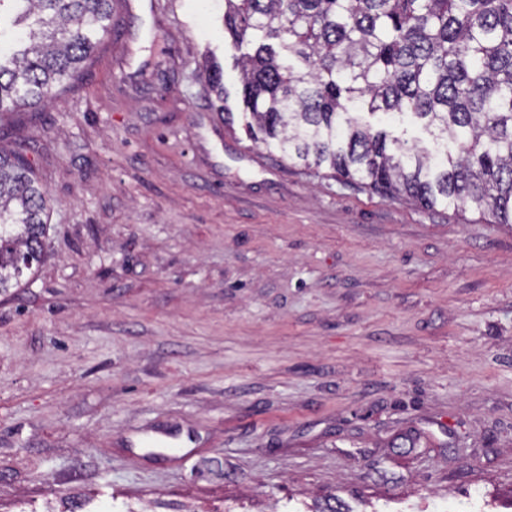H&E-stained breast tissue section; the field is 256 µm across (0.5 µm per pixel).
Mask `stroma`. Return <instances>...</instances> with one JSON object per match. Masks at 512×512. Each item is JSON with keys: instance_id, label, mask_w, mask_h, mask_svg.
I'll return each instance as SVG.
<instances>
[{"instance_id": "obj_1", "label": "stroma", "mask_w": 512, "mask_h": 512, "mask_svg": "<svg viewBox=\"0 0 512 512\" xmlns=\"http://www.w3.org/2000/svg\"><path fill=\"white\" fill-rule=\"evenodd\" d=\"M157 2L0 121L48 213L0 295V512H512V226L283 157L224 0Z\"/></svg>"}]
</instances>
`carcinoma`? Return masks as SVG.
<instances>
[{"label": "carcinoma", "mask_w": 512, "mask_h": 512, "mask_svg": "<svg viewBox=\"0 0 512 512\" xmlns=\"http://www.w3.org/2000/svg\"><path fill=\"white\" fill-rule=\"evenodd\" d=\"M20 27L0 47V116L74 80L111 31V0H0ZM251 134L306 167L429 209L512 224V0H224ZM304 69L288 64V55ZM224 102V77L207 73ZM411 113L445 142L406 146L348 112ZM46 193L20 149L0 150V292L46 257Z\"/></svg>", "instance_id": "cac0c4a2"}]
</instances>
